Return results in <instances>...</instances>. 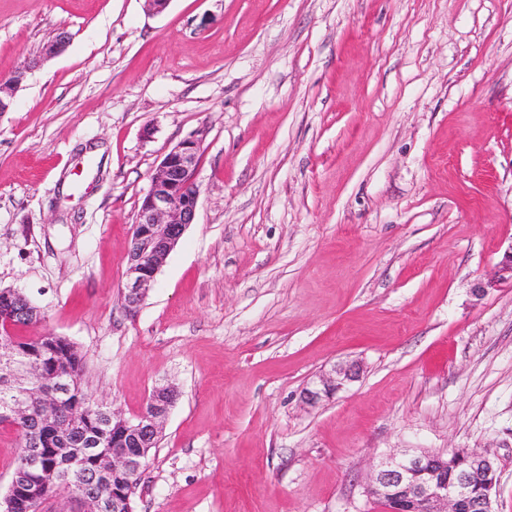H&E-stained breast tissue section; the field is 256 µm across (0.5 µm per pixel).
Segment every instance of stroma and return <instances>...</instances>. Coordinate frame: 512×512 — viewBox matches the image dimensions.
<instances>
[{
	"label": "stroma",
	"mask_w": 512,
	"mask_h": 512,
	"mask_svg": "<svg viewBox=\"0 0 512 512\" xmlns=\"http://www.w3.org/2000/svg\"><path fill=\"white\" fill-rule=\"evenodd\" d=\"M24 65L0 289L125 417L177 390L135 512H384L373 458L472 448L512 512V285L471 294L512 247V0H0ZM199 131L196 220L129 315L141 200ZM360 374L361 368L356 363L334 365L330 371L319 375L309 383L303 391V401L310 406H316L357 381Z\"/></svg>",
	"instance_id": "35a3bbf8"
}]
</instances>
